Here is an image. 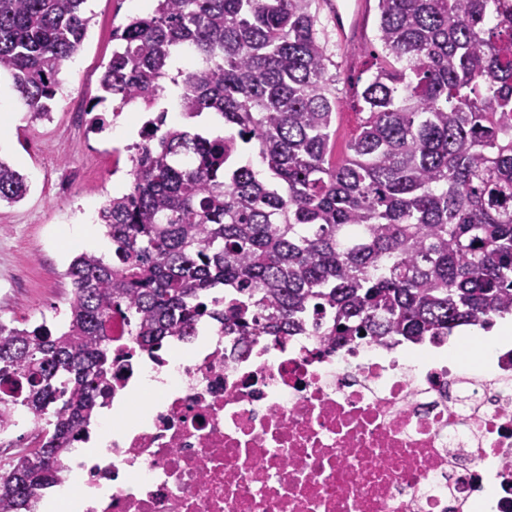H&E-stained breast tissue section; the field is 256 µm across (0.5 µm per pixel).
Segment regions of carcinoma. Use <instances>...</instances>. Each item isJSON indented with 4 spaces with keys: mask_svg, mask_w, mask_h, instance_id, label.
Returning <instances> with one entry per match:
<instances>
[{
    "mask_svg": "<svg viewBox=\"0 0 512 512\" xmlns=\"http://www.w3.org/2000/svg\"><path fill=\"white\" fill-rule=\"evenodd\" d=\"M87 0H0V72L33 119L48 116ZM318 0H154L112 30L101 95L153 108L180 88L187 119L224 135L148 121L129 192L99 224L112 256L77 255L60 328L0 319V428L34 420V449L0 470V512H34L59 462L101 407L117 311L149 349L215 316L224 329L336 342L419 345L512 316V6L505 0H378L384 56L362 118L333 157L337 76ZM198 59L170 72L173 54ZM25 178L0 159V203ZM365 335H360V332Z\"/></svg>",
    "mask_w": 512,
    "mask_h": 512,
    "instance_id": "1",
    "label": "carcinoma"
}]
</instances>
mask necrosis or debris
Here are the masks:
<instances>
[{
	"instance_id": "4bbe7bcc",
	"label": "necrosis or debris",
	"mask_w": 512,
	"mask_h": 512,
	"mask_svg": "<svg viewBox=\"0 0 512 512\" xmlns=\"http://www.w3.org/2000/svg\"><path fill=\"white\" fill-rule=\"evenodd\" d=\"M112 387L62 461L65 512H512V350L218 323L150 352L109 325ZM137 394L148 404L129 410Z\"/></svg>"
}]
</instances>
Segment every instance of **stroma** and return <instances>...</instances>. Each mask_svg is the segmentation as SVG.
Listing matches in <instances>:
<instances>
[{"label": "stroma", "mask_w": 512, "mask_h": 512, "mask_svg": "<svg viewBox=\"0 0 512 512\" xmlns=\"http://www.w3.org/2000/svg\"><path fill=\"white\" fill-rule=\"evenodd\" d=\"M368 2L361 36L344 47L327 11L318 13V27L339 75V155L359 126L355 91L376 64L368 47L376 35L377 0ZM152 8L151 0H89L87 11L93 19L74 60L63 66L50 119H30L11 77L0 76V113L10 119L0 133V158L28 184L22 200L0 205L1 319L37 325L69 307L73 288L65 272L80 252L71 241L74 227L83 214H97L107 195L128 184L129 163L122 148L132 141L122 124L99 135L88 132L78 123L72 104L99 95V75L114 47L113 27Z\"/></svg>", "instance_id": "1"}]
</instances>
